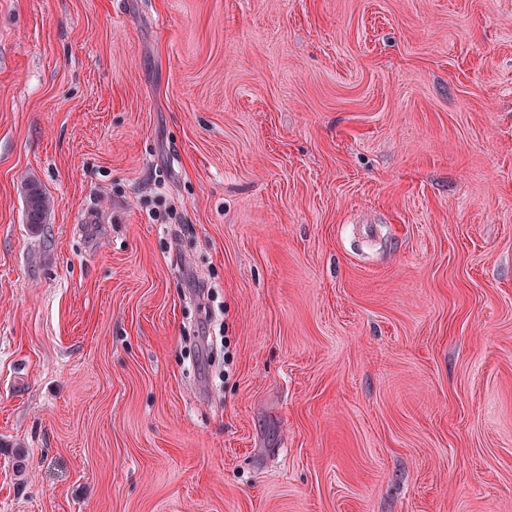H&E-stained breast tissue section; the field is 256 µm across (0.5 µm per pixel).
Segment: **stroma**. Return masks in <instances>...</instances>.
<instances>
[{"label":"stroma","instance_id":"obj_1","mask_svg":"<svg viewBox=\"0 0 512 512\" xmlns=\"http://www.w3.org/2000/svg\"><path fill=\"white\" fill-rule=\"evenodd\" d=\"M0 512H512V0H0ZM24 200L26 207V222L32 227H38L44 224L53 208V200L42 189L41 185L35 180H28L24 184Z\"/></svg>","mask_w":512,"mask_h":512}]
</instances>
